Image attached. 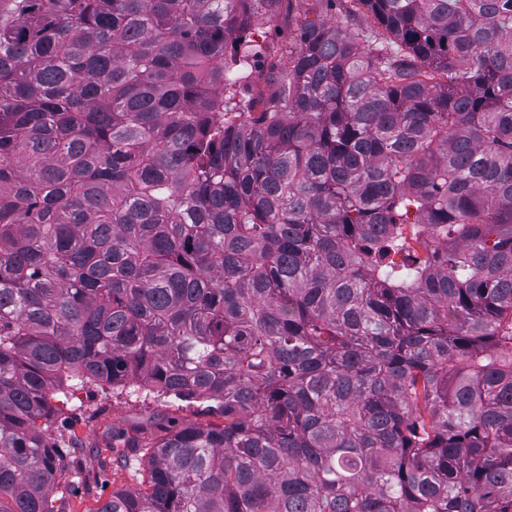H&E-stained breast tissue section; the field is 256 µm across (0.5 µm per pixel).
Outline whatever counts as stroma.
Here are the masks:
<instances>
[{
	"instance_id": "stroma-1",
	"label": "stroma",
	"mask_w": 512,
	"mask_h": 512,
	"mask_svg": "<svg viewBox=\"0 0 512 512\" xmlns=\"http://www.w3.org/2000/svg\"><path fill=\"white\" fill-rule=\"evenodd\" d=\"M324 0H280L274 12L258 18L255 26L263 47V66L239 94L249 101L270 96L277 88L279 72L288 67V40L304 19L326 17L341 22L338 14H326ZM53 425L67 463L79 471V482L68 487L59 481L51 490L54 512H95L114 489L142 486L146 475L138 467L114 464L113 430L120 429L144 446H152L177 423L223 424L216 411L203 404L127 390L112 392L70 381L66 395L57 404Z\"/></svg>"
}]
</instances>
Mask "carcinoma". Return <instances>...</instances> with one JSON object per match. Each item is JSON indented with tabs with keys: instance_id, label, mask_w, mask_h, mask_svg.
<instances>
[{
	"instance_id": "carcinoma-1",
	"label": "carcinoma",
	"mask_w": 512,
	"mask_h": 512,
	"mask_svg": "<svg viewBox=\"0 0 512 512\" xmlns=\"http://www.w3.org/2000/svg\"><path fill=\"white\" fill-rule=\"evenodd\" d=\"M279 2L0 0V512L71 379L224 415L96 512H512V0H327L257 110Z\"/></svg>"
}]
</instances>
